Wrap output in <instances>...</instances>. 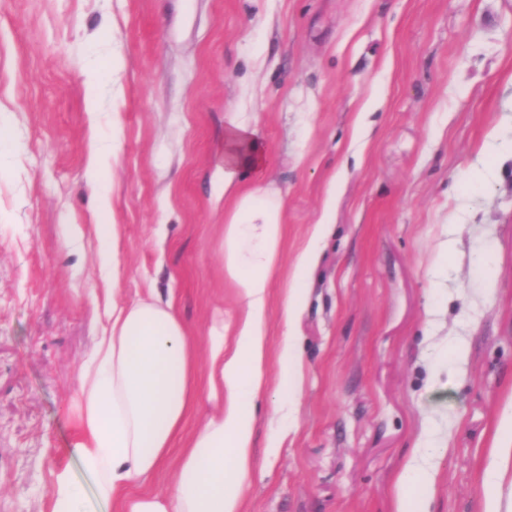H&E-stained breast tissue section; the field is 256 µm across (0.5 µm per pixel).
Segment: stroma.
<instances>
[{
    "label": "stroma",
    "mask_w": 512,
    "mask_h": 512,
    "mask_svg": "<svg viewBox=\"0 0 512 512\" xmlns=\"http://www.w3.org/2000/svg\"><path fill=\"white\" fill-rule=\"evenodd\" d=\"M104 76L99 111L87 75ZM383 104L362 138L371 98ZM247 113L286 208L270 343L295 259L330 225L298 333L296 427L257 455L245 512H393L423 429L431 512H482L512 399V0H0V512H50L60 469L90 488L79 368L118 225L119 297H174L192 335L232 316L224 114ZM463 344L457 362L449 340Z\"/></svg>",
    "instance_id": "stroma-1"
}]
</instances>
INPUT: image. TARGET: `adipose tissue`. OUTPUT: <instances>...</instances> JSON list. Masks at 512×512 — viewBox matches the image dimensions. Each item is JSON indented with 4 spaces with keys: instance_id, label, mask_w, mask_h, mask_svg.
<instances>
[{
    "instance_id": "1",
    "label": "adipose tissue",
    "mask_w": 512,
    "mask_h": 512,
    "mask_svg": "<svg viewBox=\"0 0 512 512\" xmlns=\"http://www.w3.org/2000/svg\"><path fill=\"white\" fill-rule=\"evenodd\" d=\"M266 154L246 114L225 113L224 196L231 207L221 249L235 290L234 317L214 318L200 341L155 289L105 309L106 324L80 369L79 435L71 450L92 481L97 512H244L267 388L276 392L278 421L266 459L279 456L295 423L303 377L297 325L328 222L314 224L296 258L281 299L282 338L271 349V286L286 233L284 201L262 184ZM246 175L254 181L248 189L241 183ZM203 398L212 410L193 420ZM437 472L432 457L414 449L395 479L394 512H429ZM160 474L165 491H145ZM482 492L483 512H512V399L488 451Z\"/></svg>"
}]
</instances>
